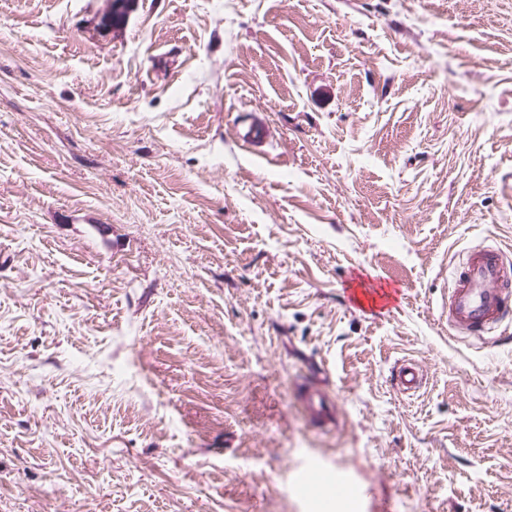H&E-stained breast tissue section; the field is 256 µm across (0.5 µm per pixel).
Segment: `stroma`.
Segmentation results:
<instances>
[{
	"label": "stroma",
	"instance_id": "obj_1",
	"mask_svg": "<svg viewBox=\"0 0 512 512\" xmlns=\"http://www.w3.org/2000/svg\"><path fill=\"white\" fill-rule=\"evenodd\" d=\"M102 7L0 0V512H512V325L441 317L512 258V0ZM270 136V127L265 118L255 115L244 132L240 134V139L247 147L262 146ZM443 313L448 327L465 335H488L512 317L503 257L494 249L472 248L464 266L451 279ZM394 381L403 394H414L423 384L422 369L412 359L403 360L395 367ZM298 400L305 408L310 420L320 427H329L336 421L334 405L326 393L322 381L305 378L298 386ZM323 486L332 494H348L356 500L360 492L352 487L346 479L342 470H326L317 462H308L299 465L293 472L294 489L300 496H306L308 490L314 489L316 484Z\"/></svg>",
	"mask_w": 512,
	"mask_h": 512
}]
</instances>
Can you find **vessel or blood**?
<instances>
[{
	"label": "vessel or blood",
	"instance_id": "1",
	"mask_svg": "<svg viewBox=\"0 0 512 512\" xmlns=\"http://www.w3.org/2000/svg\"><path fill=\"white\" fill-rule=\"evenodd\" d=\"M270 136L265 118L254 116L240 139L245 146L263 145ZM508 284L503 257L494 249L472 248L466 254L463 267L451 281L444 313L450 328L465 335H488L512 320V303L503 289ZM394 381L401 393H415L423 384L424 374L415 361L407 359L397 364ZM298 399L310 420L321 427L335 423L336 413L323 382L310 378L298 387ZM331 493L358 498L360 492L352 487L342 470H328L316 462L299 465L293 472L294 489L306 495L316 484Z\"/></svg>",
	"mask_w": 512,
	"mask_h": 512
}]
</instances>
